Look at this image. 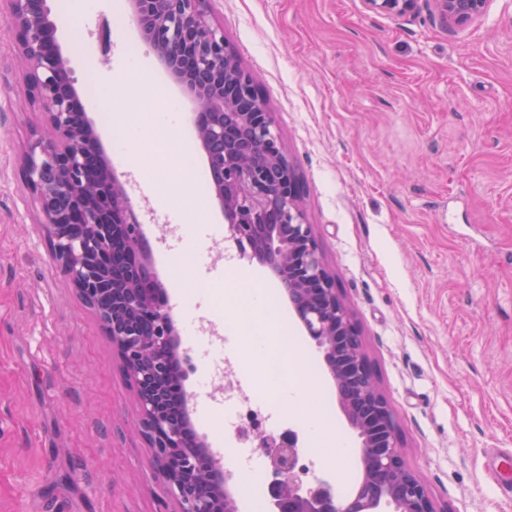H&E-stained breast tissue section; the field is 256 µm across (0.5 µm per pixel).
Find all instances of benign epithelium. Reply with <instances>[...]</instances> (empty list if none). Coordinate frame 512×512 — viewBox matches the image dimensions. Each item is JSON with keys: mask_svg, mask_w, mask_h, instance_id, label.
<instances>
[{"mask_svg": "<svg viewBox=\"0 0 512 512\" xmlns=\"http://www.w3.org/2000/svg\"><path fill=\"white\" fill-rule=\"evenodd\" d=\"M26 70V94L44 124L21 175L40 212L52 256L112 342L139 410V430L174 512H235L239 488L192 427L173 317L154 275L141 222L116 170L104 164L57 39L49 0H0ZM419 0H363L375 13L408 16ZM444 26L481 17L489 0H429ZM148 52L195 104L194 126L238 251L268 268L321 350L338 402L360 438L362 479L351 512H438L404 463L399 427L380 392L360 330L306 218L300 172L254 76L209 19L207 0H130ZM344 357L334 359L336 349ZM273 477L274 512H339L329 477L308 478L297 437L260 432Z\"/></svg>", "mask_w": 512, "mask_h": 512, "instance_id": "1", "label": "benign epithelium"}]
</instances>
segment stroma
<instances>
[{
    "label": "stroma",
    "instance_id": "stroma-1",
    "mask_svg": "<svg viewBox=\"0 0 512 512\" xmlns=\"http://www.w3.org/2000/svg\"><path fill=\"white\" fill-rule=\"evenodd\" d=\"M209 16L260 85L307 187L313 224L357 322L401 434L403 460L438 512H512V0L444 27L428 0L416 13L368 11L362 0H209ZM141 37L128 0H82L59 27L86 113L125 188L175 313L196 433L224 451L243 488L272 480L240 461L224 412L200 387L211 348L236 362L245 392L271 421H288L310 471L343 484L309 433L358 447L323 358L266 267L227 259L233 242L214 195L189 236L171 235L189 204L160 202L141 177L153 144L117 150L108 114L137 109L127 73L142 65L179 103L173 137L208 176L192 101L155 58L126 54ZM25 70L0 16V512H171L135 430L133 392L94 313L56 265L20 172L43 114L21 92ZM277 289L286 327L307 357L293 382L311 388L289 409L257 384L251 346L212 291Z\"/></svg>",
    "mask_w": 512,
    "mask_h": 512
}]
</instances>
